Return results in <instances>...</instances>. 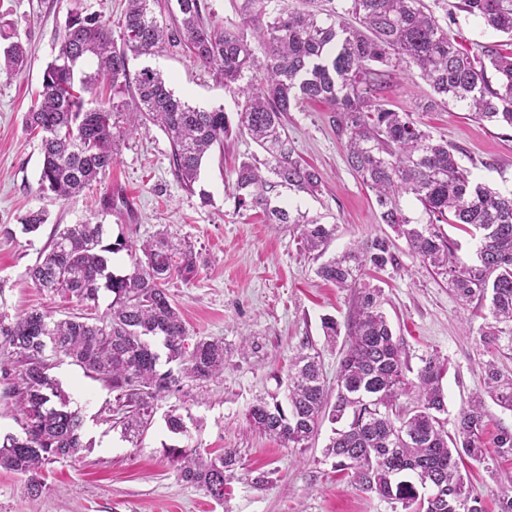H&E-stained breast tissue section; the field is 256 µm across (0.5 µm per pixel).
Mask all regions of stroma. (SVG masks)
<instances>
[{
    "instance_id": "obj_1",
    "label": "stroma",
    "mask_w": 512,
    "mask_h": 512,
    "mask_svg": "<svg viewBox=\"0 0 512 512\" xmlns=\"http://www.w3.org/2000/svg\"><path fill=\"white\" fill-rule=\"evenodd\" d=\"M424 2L464 48L477 53L491 45L512 53V37L459 10V0ZM71 6V0H0V38L19 33L29 51L26 69L13 77L0 75V281L7 311L36 307L58 318L77 313V306L38 288L29 270L58 230L100 209L104 194L116 201L104 221L109 237L138 243L166 229L191 242L198 272L191 281L171 282L169 292L191 335L223 339L224 372L201 396H172L161 406L179 405L194 445L234 448L241 460L223 502L213 501L178 480L164 456V445L175 438L161 414L140 446L132 447L104 420L110 391L65 361L54 374L84 417L88 448L78 460L50 465L47 488L35 502L25 495L21 476L0 471V512H401L400 505L363 491L337 470L335 459L324 457L330 425H322L300 450L283 447L249 424L256 397L278 393V382L298 352L319 353L328 383H335L357 292L316 275L318 262L303 250L292 225L269 223L258 210H236L233 168L266 158L248 135L232 133L223 149L208 154L195 193L177 180L169 139L156 127L126 139L101 183L84 195L62 201L39 191L41 142L26 131L23 116L41 89L46 63L58 53ZM146 66L191 105L223 107L230 122H237V97L188 53L163 52L130 62L134 72ZM431 95L430 85L413 71L398 74L385 97L392 109L414 113L455 146L457 159L477 180L512 193V130L476 120L458 106L428 108ZM332 117L322 103H305L288 114V137L298 157L318 171L322 185L314 196L281 190L278 200L335 225L327 256L368 238L388 239L395 264L365 267L361 281L381 288V309L404 344L411 370L431 355L443 362L446 406L449 416H456L468 397L483 389L477 331L484 320L382 224L375 194L349 168L345 138ZM204 193L209 203L201 202ZM39 209L49 215L46 224L25 233L23 215ZM328 317L340 331L332 345L322 326ZM467 469L487 512H497L498 497L512 495V461L471 460Z\"/></svg>"
}]
</instances>
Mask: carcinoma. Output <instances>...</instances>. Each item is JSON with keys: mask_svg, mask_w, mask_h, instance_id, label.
Here are the masks:
<instances>
[{"mask_svg": "<svg viewBox=\"0 0 512 512\" xmlns=\"http://www.w3.org/2000/svg\"><path fill=\"white\" fill-rule=\"evenodd\" d=\"M152 0H126L119 38L99 16L79 4L68 11L59 52L47 64L42 91L24 116L25 127L42 133L39 188L64 200L100 181L116 159L121 140L154 125L171 144L179 182L192 192L202 161L223 147L232 127L223 107L204 110L176 96L156 71L133 73L132 58L173 48L189 51L200 66L224 80L241 99L237 129L266 154L263 167L243 161L234 170L235 207L260 209L276 224H294L308 251L321 257L336 233L300 209L272 205L280 188L310 195L320 190L319 173L304 166L288 139L284 115L305 101L325 103L347 136L349 167L375 192L382 223L408 249L448 280L452 293L473 303L486 325V349L512 351V195L492 191L460 166L456 148L437 137L411 112L387 107L378 96L392 75L414 68L428 82V106L454 103L476 119L512 128V56L486 47L474 55L462 48L424 0H347L322 20L289 0H242L240 23L217 24L202 0H176L177 14L158 19ZM461 8L497 32L512 37V0H462ZM263 57H258L256 50ZM96 61L94 75L75 90L74 68ZM25 43L0 47V73L12 76L27 64ZM260 72V77L246 73ZM412 196L426 222L408 216L400 198ZM47 221L42 210L22 219L28 233ZM473 228L476 260L463 261L440 224ZM105 224L93 216L58 231L29 269L33 282L63 299L96 307L99 294L113 299L105 314L56 319L38 308L9 316L0 311V341L11 348L0 359L5 394L14 400L19 432L0 434V470L19 475L27 497L46 488L45 470L72 461L86 448L83 416L53 374L68 358L112 393L106 421L134 445L150 428L158 403L224 372V341L190 336L165 285L188 282L197 254L168 231L136 245L104 243ZM129 252L132 270L116 275L110 255ZM388 241L368 239L321 263L316 274L338 288L358 287L366 265L394 264ZM382 289L358 293L348 343L336 373V396L322 372L319 354L291 358L283 382L285 402L262 397L248 411L250 425L288 448H306L328 421L333 428L325 455L359 487L401 504L403 512H487L472 493L464 460L487 454L483 433L491 418L485 399L512 410V377L495 360L483 362L484 393L460 409L449 433L440 384L443 364L424 360L415 379L403 343L381 311ZM166 428L185 436L183 415L172 407ZM496 454L512 459V430L501 428ZM179 480L224 503L226 478L238 452L163 445Z\"/></svg>", "mask_w": 512, "mask_h": 512, "instance_id": "carcinoma-1", "label": "carcinoma"}]
</instances>
